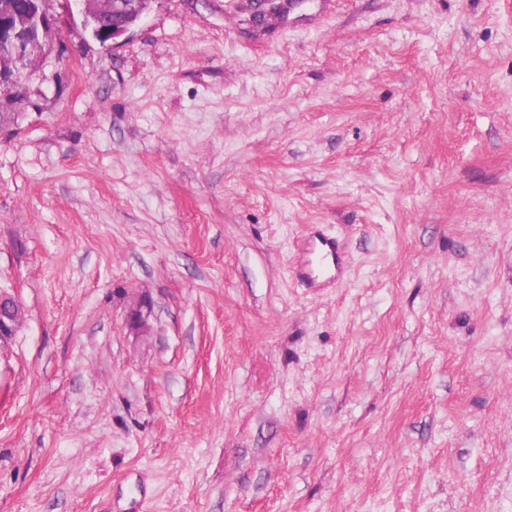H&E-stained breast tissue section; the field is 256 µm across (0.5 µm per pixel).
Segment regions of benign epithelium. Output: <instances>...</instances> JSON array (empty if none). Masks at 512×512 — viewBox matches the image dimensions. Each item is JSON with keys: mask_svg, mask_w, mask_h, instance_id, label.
<instances>
[{"mask_svg": "<svg viewBox=\"0 0 512 512\" xmlns=\"http://www.w3.org/2000/svg\"><path fill=\"white\" fill-rule=\"evenodd\" d=\"M145 0H65L68 12L78 10L83 23L105 46L127 34L133 22L145 13ZM35 0L0 3V90L9 88L24 95L27 81L49 48L48 35L55 30V18L46 8L35 10ZM17 304L0 291V343L11 337L19 326Z\"/></svg>", "mask_w": 512, "mask_h": 512, "instance_id": "obj_1", "label": "benign epithelium"}]
</instances>
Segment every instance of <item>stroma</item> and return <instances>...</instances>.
I'll return each mask as SVG.
<instances>
[{"label":"stroma","instance_id":"stroma-1","mask_svg":"<svg viewBox=\"0 0 512 512\" xmlns=\"http://www.w3.org/2000/svg\"><path fill=\"white\" fill-rule=\"evenodd\" d=\"M47 7L0 512H512V0H152L112 47Z\"/></svg>","mask_w":512,"mask_h":512}]
</instances>
